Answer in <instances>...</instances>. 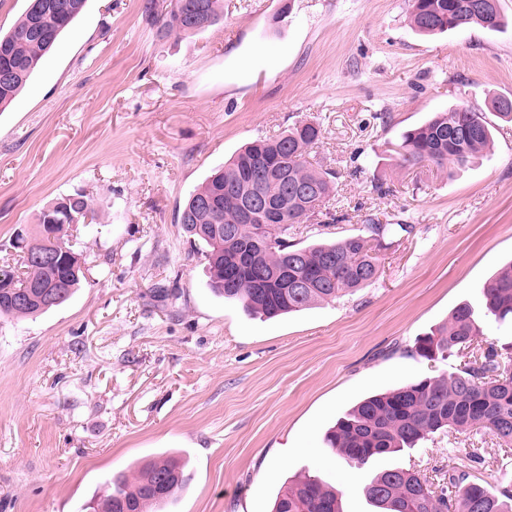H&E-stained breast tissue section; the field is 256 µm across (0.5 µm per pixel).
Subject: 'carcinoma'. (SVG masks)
Here are the masks:
<instances>
[{"label":"carcinoma","mask_w":512,"mask_h":512,"mask_svg":"<svg viewBox=\"0 0 512 512\" xmlns=\"http://www.w3.org/2000/svg\"><path fill=\"white\" fill-rule=\"evenodd\" d=\"M88 0H29L20 19L0 34V112L10 107L62 33L84 12ZM465 0H410V25L419 34L495 30L504 23L498 0H483L484 9L465 11ZM145 17L162 21L167 34L200 31L224 16V0H170L158 17L154 0H146ZM315 122L301 121L275 138H259L239 150L192 193L178 216L184 234L202 245L209 287L237 302L249 315L274 318L330 302L342 292L372 283L380 255L387 249L390 225L375 218L365 233L331 243L298 247L288 236L295 225L316 214L336 221L326 206L335 192V173L308 160L320 141ZM493 126L484 112L461 106L436 113L403 135L398 164L413 168L431 164L463 167L490 152ZM252 195H263L279 207L278 217L255 213L250 223L242 211ZM94 219L82 194L61 195L37 214L38 224L54 225L56 238L68 236V225ZM24 271L0 264V317H33L67 302L82 276L81 254L73 248L53 264L31 259L20 249ZM47 290L51 297L21 304L25 292ZM486 312L499 320L512 317V263L480 289ZM469 303L456 306L448 321L417 337L414 352L421 358L446 359L485 340ZM440 431L488 434L512 446V357L492 342L470 365L444 376L410 381L368 396L327 431L326 445L356 468L369 461L415 447ZM191 481L175 456L143 463L137 470L109 474L90 501L91 512H149L164 509ZM363 493L377 512H512V461L502 460L497 486L471 482L464 474H448V485L432 490L415 470L379 471ZM272 512H343L339 490L318 476L284 486Z\"/></svg>","instance_id":"cac0c4a2"}]
</instances>
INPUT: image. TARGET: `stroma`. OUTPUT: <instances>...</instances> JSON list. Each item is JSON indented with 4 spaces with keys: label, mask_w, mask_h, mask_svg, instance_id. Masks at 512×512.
<instances>
[{
    "label": "stroma",
    "mask_w": 512,
    "mask_h": 512,
    "mask_svg": "<svg viewBox=\"0 0 512 512\" xmlns=\"http://www.w3.org/2000/svg\"><path fill=\"white\" fill-rule=\"evenodd\" d=\"M145 0H89L15 103L0 112V264L62 194L86 195L84 263L64 305L0 318V512H83L111 472L159 455L191 472L167 512H271L279 488L316 475L343 512H373L371 470L494 482L512 447L437 433L350 466L327 429L365 396L462 367L414 340L512 263V122L453 172L401 169L394 149L433 113L512 97V0L496 30L415 32L409 0H224V17L167 35ZM320 124L313 156L340 175L339 220L297 225L307 246L367 218L412 225L377 279L279 319L215 296L176 222L189 194L242 146ZM167 292L165 301L153 296Z\"/></svg>",
    "instance_id": "1"
}]
</instances>
